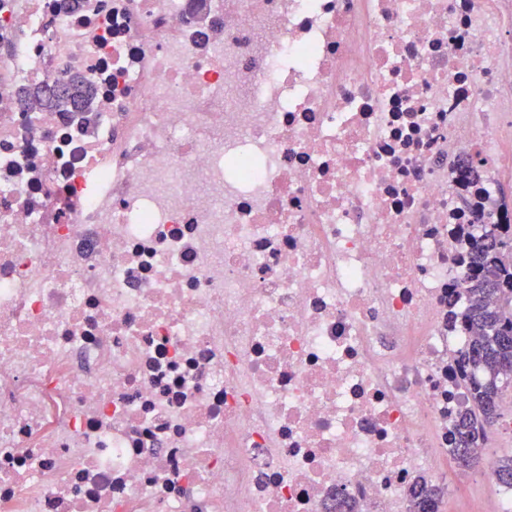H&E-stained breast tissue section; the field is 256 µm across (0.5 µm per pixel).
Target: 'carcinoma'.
Masks as SVG:
<instances>
[{
  "mask_svg": "<svg viewBox=\"0 0 512 512\" xmlns=\"http://www.w3.org/2000/svg\"><path fill=\"white\" fill-rule=\"evenodd\" d=\"M90 96V85L75 77L67 80L60 94H49L44 87L23 92L32 109L65 107L74 112L84 111ZM467 259L470 275L462 318L474 340L461 352L471 392V408L458 423L461 466L476 464L470 448L478 440L488 441L505 393L512 388V223L484 225ZM492 475L512 489V456L495 460Z\"/></svg>",
  "mask_w": 512,
  "mask_h": 512,
  "instance_id": "obj_1",
  "label": "carcinoma"
}]
</instances>
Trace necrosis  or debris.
<instances>
[{
    "label": "necrosis or debris",
    "instance_id": "1",
    "mask_svg": "<svg viewBox=\"0 0 512 512\" xmlns=\"http://www.w3.org/2000/svg\"><path fill=\"white\" fill-rule=\"evenodd\" d=\"M189 4L0 0V512H412L512 0ZM72 72L90 111L19 101Z\"/></svg>",
    "mask_w": 512,
    "mask_h": 512
}]
</instances>
